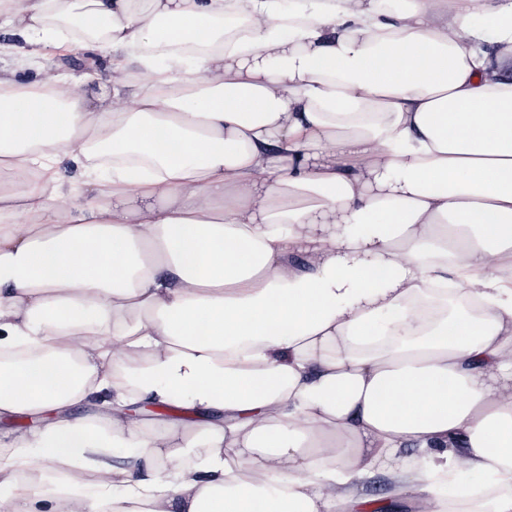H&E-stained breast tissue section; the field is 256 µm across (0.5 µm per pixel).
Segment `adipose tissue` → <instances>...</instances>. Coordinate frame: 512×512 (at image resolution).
Segmentation results:
<instances>
[{
	"mask_svg": "<svg viewBox=\"0 0 512 512\" xmlns=\"http://www.w3.org/2000/svg\"><path fill=\"white\" fill-rule=\"evenodd\" d=\"M1 26L31 55L80 32L112 90L0 70V418L108 410L16 435L0 512H358L379 466L424 512H512V0H0ZM146 400L200 418L130 421ZM112 447L96 493L18 479L76 488Z\"/></svg>",
	"mask_w": 512,
	"mask_h": 512,
	"instance_id": "1",
	"label": "adipose tissue"
}]
</instances>
